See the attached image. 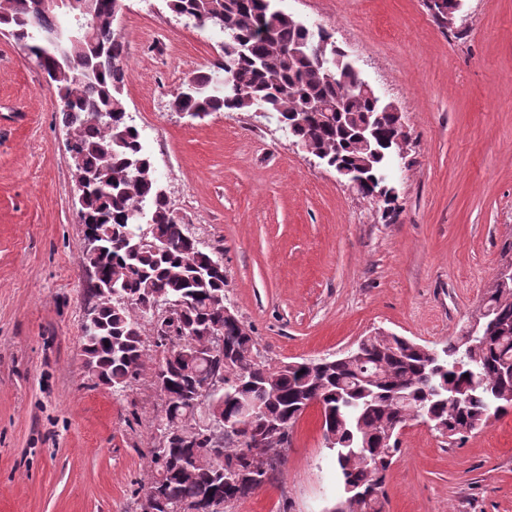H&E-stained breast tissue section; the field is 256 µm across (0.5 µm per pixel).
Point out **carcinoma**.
<instances>
[{
	"label": "carcinoma",
	"instance_id": "cac0c4a2",
	"mask_svg": "<svg viewBox=\"0 0 512 512\" xmlns=\"http://www.w3.org/2000/svg\"><path fill=\"white\" fill-rule=\"evenodd\" d=\"M123 6L124 0H64L55 11L39 7V0H0V28L56 83L63 120L73 130L74 175L94 180L80 202V220L106 238L107 250L83 252L84 266L98 269L103 284L93 295L99 328L82 336L88 373L120 393L140 375L149 347L156 348L161 357L153 370L166 369L172 386L160 393L155 440L160 427L177 429L207 407L187 395L207 373L224 378L216 399L225 417L249 406L262 409L254 423L261 441L249 456L230 432L216 448L201 432L186 433L181 448H149L145 494L158 493L170 508L208 501L219 491L226 505L251 497L261 484L226 486L219 472L246 469L269 480L291 434L273 435L267 425L280 422L289 430L316 401L334 416L325 441L336 459L341 496L328 512H384L386 474L400 451L403 426L428 420L440 425L439 435L455 440L512 408V382L500 374L512 362V284L490 291L479 336L465 341L462 329L439 350L371 335L360 340V356L326 358L312 370L261 359L251 330L238 318H224L225 276L207 273L222 249L202 250L188 225L173 217L130 123L125 50L113 27ZM169 7L224 33L221 55L174 95L175 110L207 116L260 106L327 166L369 164L378 177L390 174L387 157L373 159L360 147L358 129L374 124L376 139L399 151L394 119L378 117L332 33L297 21L275 0H169ZM316 104L329 106L331 115L311 111ZM145 230L167 249L141 245ZM157 302L181 303L171 322L154 323ZM217 325L223 327L220 347L210 334ZM461 389L467 400L458 404L451 395ZM351 485L376 494L359 499Z\"/></svg>",
	"mask_w": 512,
	"mask_h": 512
}]
</instances>
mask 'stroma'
Returning <instances> with one entry per match:
<instances>
[{
	"label": "stroma",
	"instance_id": "stroma-1",
	"mask_svg": "<svg viewBox=\"0 0 512 512\" xmlns=\"http://www.w3.org/2000/svg\"><path fill=\"white\" fill-rule=\"evenodd\" d=\"M332 33L408 130L399 204L363 197L260 112H176L224 36L167 0H124L126 109L179 223L222 249L226 303L264 360L342 355L383 329L442 347L512 263V0H276ZM70 130L36 59L0 34V512H139L162 406L151 371L118 395L81 351L84 227ZM386 512H512V411L465 441L413 421ZM340 494L316 411L272 480L224 512H325Z\"/></svg>",
	"mask_w": 512,
	"mask_h": 512
}]
</instances>
